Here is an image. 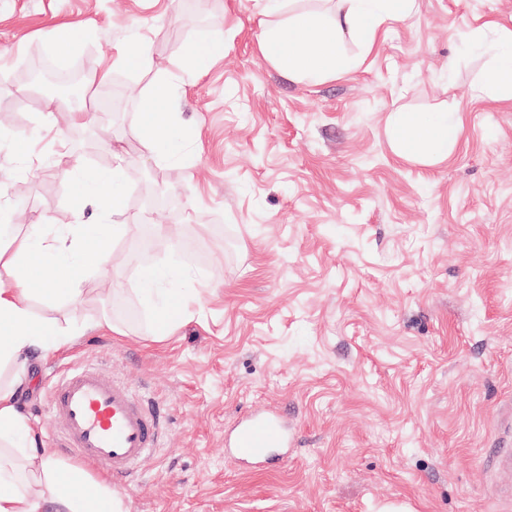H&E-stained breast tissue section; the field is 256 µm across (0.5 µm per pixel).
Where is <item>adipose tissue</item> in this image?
<instances>
[{"label": "adipose tissue", "mask_w": 512, "mask_h": 512, "mask_svg": "<svg viewBox=\"0 0 512 512\" xmlns=\"http://www.w3.org/2000/svg\"><path fill=\"white\" fill-rule=\"evenodd\" d=\"M416 0H342L339 10L324 16L293 11L288 0H257L260 16L258 49L264 61L303 81L335 72L345 38L371 48L380 28L408 16ZM167 85L146 94L141 156L164 162L178 146ZM458 113L433 112L428 117L394 118V138L401 154L448 155L460 130ZM112 169L70 172L82 195L105 210L123 208L127 167L123 150H116ZM115 224H32L23 234L0 235V512H124L122 499L110 483L82 466L53 456L38 445V436L20 410L33 358L70 344L68 330L35 319L29 299L33 293L62 291L72 298L83 294L90 269L109 259ZM182 269L155 267L141 276V291L155 321L157 339L173 335L194 302L191 293L176 288Z\"/></svg>", "instance_id": "adipose-tissue-1"}]
</instances>
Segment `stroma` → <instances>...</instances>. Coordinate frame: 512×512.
I'll return each mask as SVG.
<instances>
[{
	"mask_svg": "<svg viewBox=\"0 0 512 512\" xmlns=\"http://www.w3.org/2000/svg\"><path fill=\"white\" fill-rule=\"evenodd\" d=\"M0 0V71L54 51L55 27L82 33L85 68L141 36L112 132L128 157L124 212L83 203L68 172L114 160L97 124L72 126L59 97L0 87V210L54 224H126L81 301L33 295L39 319L77 329L34 360L23 401L40 447L58 431L48 387L95 366L154 397L162 447L128 483L126 512H512L486 460L512 441V101L491 83L494 56L456 45L489 21L512 28V0H416L381 28L370 53L345 38L355 69L298 83L256 49V0ZM223 58L186 61L200 23ZM165 78L186 146L159 166L138 156L136 93ZM456 112L442 161L399 156L397 113ZM52 122L68 154L25 170L24 138ZM179 215L172 237L128 224L155 190ZM175 264L197 301L154 342L139 278ZM121 335L91 331L102 314ZM275 411L293 443L271 472L227 456L224 434Z\"/></svg>",
	"mask_w": 512,
	"mask_h": 512,
	"instance_id": "35a3bbf8",
	"label": "stroma"
}]
</instances>
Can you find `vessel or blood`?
Here are the masks:
<instances>
[{
	"instance_id": "1",
	"label": "vessel or blood",
	"mask_w": 512,
	"mask_h": 512,
	"mask_svg": "<svg viewBox=\"0 0 512 512\" xmlns=\"http://www.w3.org/2000/svg\"><path fill=\"white\" fill-rule=\"evenodd\" d=\"M49 404L62 431L61 451L75 455L100 472L122 479L138 471L158 446L163 415L154 400L101 372L71 368L51 385ZM288 432L280 418L258 412L242 419L231 442L245 462L270 461L287 447ZM501 493L512 497V448L490 460Z\"/></svg>"
}]
</instances>
